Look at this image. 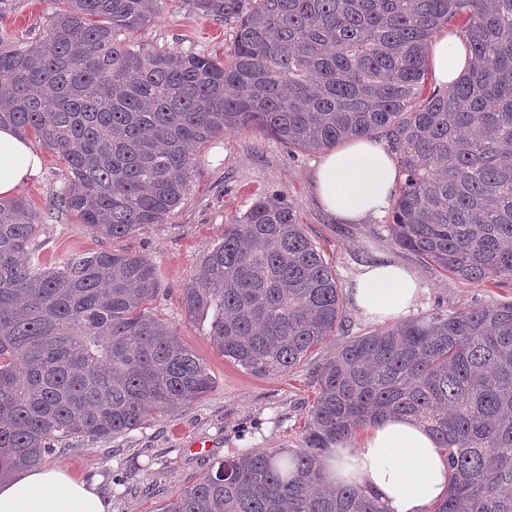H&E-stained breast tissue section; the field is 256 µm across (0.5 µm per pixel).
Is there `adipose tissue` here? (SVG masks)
I'll list each match as a JSON object with an SVG mask.
<instances>
[{"label": "adipose tissue", "instance_id": "1", "mask_svg": "<svg viewBox=\"0 0 512 512\" xmlns=\"http://www.w3.org/2000/svg\"><path fill=\"white\" fill-rule=\"evenodd\" d=\"M438 85L455 83L466 71L468 53L454 35L435 38L429 50ZM43 157L12 128L0 127V199L13 197L38 177ZM321 208L343 224H360L383 214L399 188L396 162L375 138H356L325 150L312 174ZM421 294L405 267H364L351 290L354 306L384 322L405 316ZM328 480L366 489L384 512H430L449 488L451 473L443 448L417 420L390 415L367 426L355 440L333 448L325 460ZM0 512H112L95 488L60 466L25 469L0 478Z\"/></svg>", "mask_w": 512, "mask_h": 512}]
</instances>
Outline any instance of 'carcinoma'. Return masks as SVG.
I'll list each match as a JSON object with an SVG mask.
<instances>
[{"label": "carcinoma", "mask_w": 512, "mask_h": 512, "mask_svg": "<svg viewBox=\"0 0 512 512\" xmlns=\"http://www.w3.org/2000/svg\"><path fill=\"white\" fill-rule=\"evenodd\" d=\"M163 0H53L49 48L0 37V126L62 159L54 206L104 237L164 224L197 148L241 127L290 149L383 137L401 183L388 231L463 281L512 282V0H188L233 21L228 59L143 54L133 34ZM473 65L423 95L444 25ZM43 217L0 201V464L36 467L78 437L107 439L190 407L207 367L147 310L143 254L73 253L49 266ZM209 338L256 376L286 373L335 335L336 274L276 196L255 201L183 289ZM301 447L229 457L161 512H384L327 483L325 452L387 415L414 417L446 451L431 512H512V303L431 313L356 336L316 371Z\"/></svg>", "instance_id": "1"}]
</instances>
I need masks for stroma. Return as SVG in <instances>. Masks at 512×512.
Wrapping results in <instances>:
<instances>
[{
    "label": "stroma",
    "instance_id": "1",
    "mask_svg": "<svg viewBox=\"0 0 512 512\" xmlns=\"http://www.w3.org/2000/svg\"><path fill=\"white\" fill-rule=\"evenodd\" d=\"M0 33L28 44L43 37L51 0H4ZM144 52L176 50L226 57L233 47L234 25L189 12L184 0H165L150 25L129 35ZM41 176L19 195L43 215L39 240L45 262L75 251L144 254L156 267L159 292L151 311L173 326L185 345L206 365L214 389L190 409L149 419L140 428L92 441L73 439L46 456L112 501V512H160L161 506L208 468L227 456L275 448L295 449L307 411L316 395L319 366L357 336L380 329L345 301L342 326L289 372L254 376L225 359L209 339L211 318L188 317L182 290L197 277L206 254L220 242L224 227L236 223L252 203L280 195L295 211L305 234L317 245L349 291L363 266L391 262L416 275L423 292L414 316L461 311L496 302H512V283L467 282L397 246L387 226L391 213L361 224H340L319 206L312 188L318 154L289 152L277 139L251 129L225 131L204 143L195 155L188 189L167 223L121 238L93 235L76 214L54 208L69 183L62 160L44 151ZM210 442L208 455L189 451L192 440Z\"/></svg>",
    "mask_w": 512,
    "mask_h": 512
}]
</instances>
